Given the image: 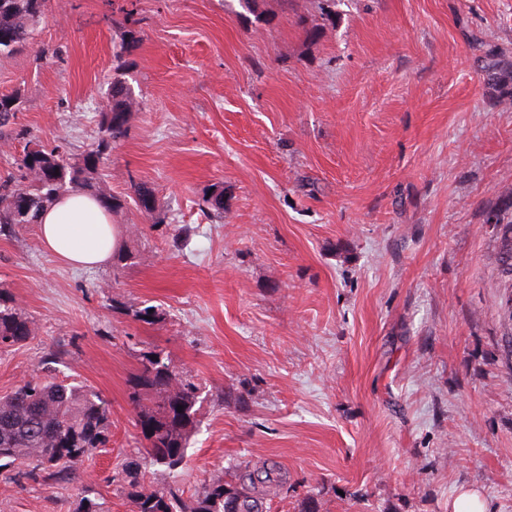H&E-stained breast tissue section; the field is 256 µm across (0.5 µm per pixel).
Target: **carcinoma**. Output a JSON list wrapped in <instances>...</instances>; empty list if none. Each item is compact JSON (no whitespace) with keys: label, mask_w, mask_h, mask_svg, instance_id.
I'll use <instances>...</instances> for the list:
<instances>
[{"label":"carcinoma","mask_w":512,"mask_h":512,"mask_svg":"<svg viewBox=\"0 0 512 512\" xmlns=\"http://www.w3.org/2000/svg\"><path fill=\"white\" fill-rule=\"evenodd\" d=\"M51 0H0V56H8L29 45L34 26L46 14ZM118 59L132 54L142 41L140 20L128 13ZM486 84L502 96L512 98V63L490 50L481 57ZM109 104L101 115L96 148L72 161L58 151L30 149L27 168L0 175V233L38 223L45 208L71 190L90 192L109 209L120 200L96 188L95 180L105 151L112 141L125 136L134 112L130 89L116 76L108 93ZM19 97L0 94V140L25 138L17 126ZM491 221L506 225L500 251L502 271L512 277V216L497 213ZM34 323L18 308L11 293L0 289V350L9 349L34 335ZM137 410V424L144 425L147 442L144 461L132 460L122 469L126 497L132 512H263V502L282 484L272 466L239 464L234 473L212 476L194 496L192 504L182 500L175 484L151 489L143 482L147 465L165 467L177 476L196 428L198 387L179 376L169 358L161 354L142 357L130 379ZM182 411H177V407ZM111 411L100 392L77 381L29 379L11 394L0 397V472L20 483L69 482L78 478L76 466L111 438Z\"/></svg>","instance_id":"cac0c4a2"}]
</instances>
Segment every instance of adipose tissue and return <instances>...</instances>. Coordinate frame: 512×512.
Here are the masks:
<instances>
[{"label":"adipose tissue","instance_id":"1","mask_svg":"<svg viewBox=\"0 0 512 512\" xmlns=\"http://www.w3.org/2000/svg\"><path fill=\"white\" fill-rule=\"evenodd\" d=\"M39 235L57 260L74 268L106 263L120 243L109 210L81 191L67 193L45 209L39 219Z\"/></svg>","mask_w":512,"mask_h":512}]
</instances>
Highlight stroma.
<instances>
[{"instance_id":"35a3bbf8","label":"stroma","mask_w":512,"mask_h":512,"mask_svg":"<svg viewBox=\"0 0 512 512\" xmlns=\"http://www.w3.org/2000/svg\"><path fill=\"white\" fill-rule=\"evenodd\" d=\"M130 14L135 110L100 165L118 253L74 269L37 225L0 234V288L35 323L0 351V396L90 385L111 441L79 480L0 478V512H130L117 475L144 452L129 380L149 352L200 385L184 500L246 460L284 477L266 512H449L465 490L512 512V282L490 221L512 201V100L478 62L485 44L512 61V0H52L0 57L28 132L0 175L27 146H95ZM216 184L220 219L200 209ZM127 22L129 24V28L125 31L124 39L120 45V51L116 54L118 60H120V64L117 65V70L123 65V57L127 55H131L140 45L142 41L141 37V29L138 27L140 24L139 19L133 18V15H128Z\"/></svg>"}]
</instances>
